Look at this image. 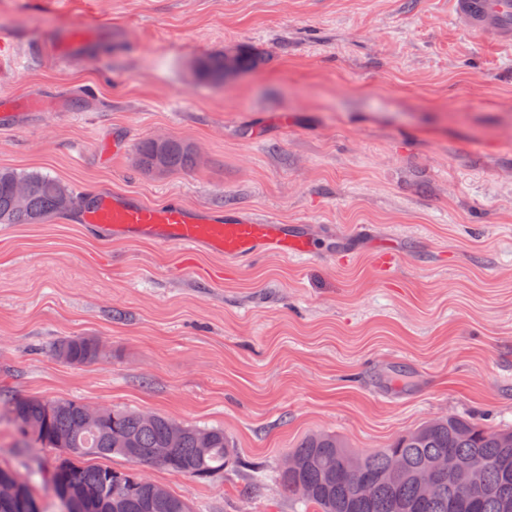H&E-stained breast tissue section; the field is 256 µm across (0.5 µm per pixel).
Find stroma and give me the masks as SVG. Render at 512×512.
Instances as JSON below:
<instances>
[{"mask_svg": "<svg viewBox=\"0 0 512 512\" xmlns=\"http://www.w3.org/2000/svg\"><path fill=\"white\" fill-rule=\"evenodd\" d=\"M111 25L58 68L30 40ZM0 168L84 197L234 208L306 226L311 256L241 262L111 238L74 213L0 224V466L43 484L7 403L74 400L218 426L237 463L152 467L193 512H297L271 475L315 431L385 447L457 415L512 429V41L460 28L453 0H0ZM245 50L213 81L208 58ZM193 167L146 171L145 140ZM398 240L389 266L359 232ZM99 357L70 364L67 338ZM60 352L68 357L69 361L66 362L72 364L85 363L99 356L97 343L86 337H75L62 341L57 348L58 356Z\"/></svg>", "mask_w": 512, "mask_h": 512, "instance_id": "obj_1", "label": "stroma"}]
</instances>
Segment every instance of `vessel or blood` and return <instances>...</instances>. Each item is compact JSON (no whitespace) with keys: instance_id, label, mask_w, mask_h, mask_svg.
<instances>
[{"instance_id":"obj_1","label":"vessel or blood","mask_w":512,"mask_h":512,"mask_svg":"<svg viewBox=\"0 0 512 512\" xmlns=\"http://www.w3.org/2000/svg\"><path fill=\"white\" fill-rule=\"evenodd\" d=\"M455 17L469 32L492 30L502 39L512 38V0H456ZM101 32L100 26L77 21L58 35L48 51L61 60L90 58ZM80 221L108 229L117 238L203 248L235 260L269 251L313 252L304 231L292 233L287 225L231 209L220 212L191 207L178 198L150 204L130 195H105L83 208Z\"/></svg>"}]
</instances>
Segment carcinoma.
<instances>
[{
	"instance_id": "cac0c4a2",
	"label": "carcinoma",
	"mask_w": 512,
	"mask_h": 512,
	"mask_svg": "<svg viewBox=\"0 0 512 512\" xmlns=\"http://www.w3.org/2000/svg\"><path fill=\"white\" fill-rule=\"evenodd\" d=\"M254 64L248 53L231 60L204 63L208 77L224 76L230 66ZM195 163L192 150L178 140L159 146L152 140L138 147V164L147 171L184 170ZM23 182L29 196L25 207L17 205L14 185ZM67 197L78 204L72 189L62 181L37 171L0 168V224H41L52 215L66 212L60 201ZM57 352L72 364L99 356L97 343L86 337L62 341ZM16 420L28 423L36 435L24 433L27 447H65L47 479L55 490L72 488L81 495L78 509L62 512H192L183 498L168 492L162 500L154 495V482L143 481L137 465L153 449L168 442L176 421L155 414L144 422L134 410H114L100 422L82 425L81 404L71 400L20 399L9 403ZM511 430L482 426L470 419L450 415L430 419L398 435L384 448L360 452L336 434L305 436L290 449L295 457L291 471L278 469L275 480L288 497L314 512H512ZM64 437L63 445L56 444ZM451 454L458 467L482 474L480 491L462 494L448 475L437 476L438 491L422 496L415 475L438 458ZM120 457L130 468L116 470L88 463L93 458ZM235 448L220 427L183 425L179 446L163 468L203 479L233 462ZM36 496L24 488L22 497L0 501V512H27Z\"/></svg>"
}]
</instances>
